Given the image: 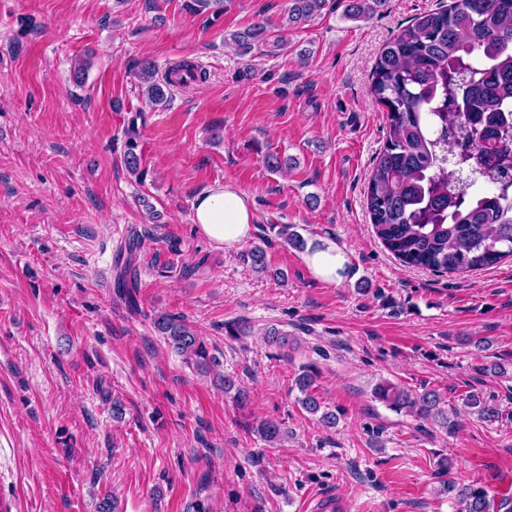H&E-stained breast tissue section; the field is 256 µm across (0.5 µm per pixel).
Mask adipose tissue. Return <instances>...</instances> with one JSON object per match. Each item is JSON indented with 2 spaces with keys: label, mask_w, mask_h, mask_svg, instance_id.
<instances>
[{
  "label": "adipose tissue",
  "mask_w": 512,
  "mask_h": 512,
  "mask_svg": "<svg viewBox=\"0 0 512 512\" xmlns=\"http://www.w3.org/2000/svg\"><path fill=\"white\" fill-rule=\"evenodd\" d=\"M255 222L249 196L234 184L207 188L195 200L196 228L215 248H241L250 240ZM305 262L315 278L330 284L341 283L348 271L346 256L331 242L309 246Z\"/></svg>",
  "instance_id": "adipose-tissue-1"
}]
</instances>
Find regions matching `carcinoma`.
<instances>
[{"instance_id":"carcinoma-1","label":"carcinoma","mask_w":512,"mask_h":512,"mask_svg":"<svg viewBox=\"0 0 512 512\" xmlns=\"http://www.w3.org/2000/svg\"><path fill=\"white\" fill-rule=\"evenodd\" d=\"M381 0H349L347 16L365 20ZM325 0H289L287 23L303 24L318 15ZM265 38L261 26L232 36L239 55L251 52ZM139 78L149 98L160 103L165 89L186 86L200 78L198 67L184 61L156 79L149 62ZM370 93L388 112L387 136L366 191V207L377 238L403 263L432 271L482 269L512 257V123H492L475 129L481 118L512 115V0H450L421 13L400 27L380 50L371 74ZM477 145L488 166H472L469 152L449 155L448 133ZM277 235L302 251L305 240L288 224ZM138 242L127 246V258L117 268L116 288L130 297L138 288L132 269ZM251 268H267L266 250L253 246L243 255ZM157 331L169 347L203 373L211 369L201 336L183 320L161 315ZM298 403L319 421L336 425V414L322 410L314 378L303 372L295 378ZM375 399L395 411L432 420L454 433L460 423L433 390L421 394L389 381L374 387ZM465 406L480 420L502 418L499 405L470 391ZM271 448L287 431L273 421L256 427ZM443 491L460 504L459 512H494L488 491L448 478Z\"/></svg>"}]
</instances>
